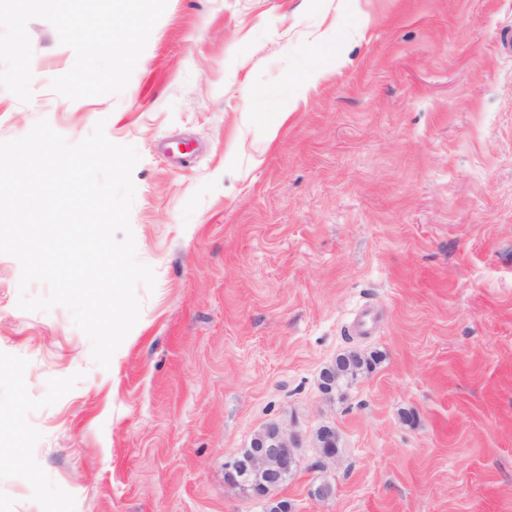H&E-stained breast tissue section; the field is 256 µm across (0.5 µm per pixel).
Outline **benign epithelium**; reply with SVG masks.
<instances>
[{
  "mask_svg": "<svg viewBox=\"0 0 512 512\" xmlns=\"http://www.w3.org/2000/svg\"><path fill=\"white\" fill-rule=\"evenodd\" d=\"M336 428L320 426L313 436L315 447L320 449L321 458L333 461L337 457L333 448ZM298 437L284 426L271 423L256 432L250 440L251 452L247 464L233 460L225 465L229 481L241 488L253 489L252 497L264 504L279 501L275 491L280 487L282 474L296 462Z\"/></svg>",
  "mask_w": 512,
  "mask_h": 512,
  "instance_id": "1",
  "label": "benign epithelium"
}]
</instances>
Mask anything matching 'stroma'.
I'll return each mask as SVG.
<instances>
[{
	"label": "stroma",
	"mask_w": 512,
	"mask_h": 512,
	"mask_svg": "<svg viewBox=\"0 0 512 512\" xmlns=\"http://www.w3.org/2000/svg\"><path fill=\"white\" fill-rule=\"evenodd\" d=\"M27 31L0 141L134 146L156 283L104 369L0 255V512H264L225 465L270 422L301 438L291 512H512V0H168L125 90L78 100L50 87L73 51ZM351 348L382 359L327 399ZM335 438L336 428L332 425H322L314 433L313 442L325 461H334L338 455L336 448H333ZM323 445L325 448H321Z\"/></svg>",
	"instance_id": "stroma-1"
}]
</instances>
